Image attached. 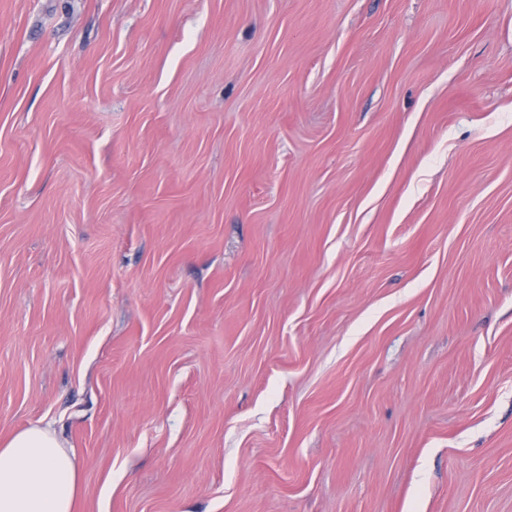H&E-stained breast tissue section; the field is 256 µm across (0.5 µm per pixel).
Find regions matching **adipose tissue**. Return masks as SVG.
Listing matches in <instances>:
<instances>
[{
    "instance_id": "ef3b65f1",
    "label": "adipose tissue",
    "mask_w": 512,
    "mask_h": 512,
    "mask_svg": "<svg viewBox=\"0 0 512 512\" xmlns=\"http://www.w3.org/2000/svg\"><path fill=\"white\" fill-rule=\"evenodd\" d=\"M75 454L48 426L32 425L0 444V512H75Z\"/></svg>"
}]
</instances>
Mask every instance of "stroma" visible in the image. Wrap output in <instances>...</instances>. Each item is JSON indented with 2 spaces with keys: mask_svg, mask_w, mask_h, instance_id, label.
Returning a JSON list of instances; mask_svg holds the SVG:
<instances>
[{
  "mask_svg": "<svg viewBox=\"0 0 512 512\" xmlns=\"http://www.w3.org/2000/svg\"><path fill=\"white\" fill-rule=\"evenodd\" d=\"M76 512H512V0H0V442ZM0 448V512H75V454L49 426L14 433Z\"/></svg>",
  "mask_w": 512,
  "mask_h": 512,
  "instance_id": "stroma-1",
  "label": "stroma"
}]
</instances>
